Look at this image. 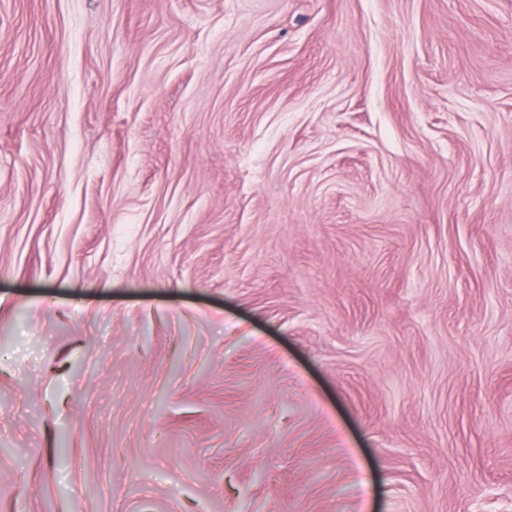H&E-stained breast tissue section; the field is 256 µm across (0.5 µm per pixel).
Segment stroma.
Listing matches in <instances>:
<instances>
[{
  "label": "stroma",
  "instance_id": "1",
  "mask_svg": "<svg viewBox=\"0 0 512 512\" xmlns=\"http://www.w3.org/2000/svg\"><path fill=\"white\" fill-rule=\"evenodd\" d=\"M0 512H512V0H0Z\"/></svg>",
  "mask_w": 512,
  "mask_h": 512
}]
</instances>
